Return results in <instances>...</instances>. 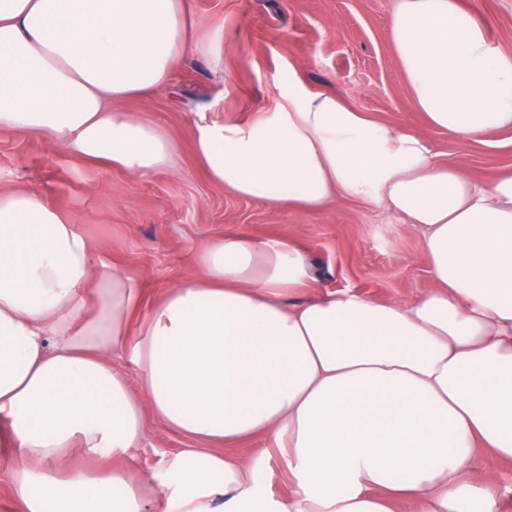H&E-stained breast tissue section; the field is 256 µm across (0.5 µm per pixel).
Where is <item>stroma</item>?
<instances>
[{"label": "stroma", "mask_w": 512, "mask_h": 512, "mask_svg": "<svg viewBox=\"0 0 512 512\" xmlns=\"http://www.w3.org/2000/svg\"><path fill=\"white\" fill-rule=\"evenodd\" d=\"M200 41L224 27L217 51L188 48L172 88L119 102L118 110L150 120L173 140L171 167L141 177L58 149L47 139L0 128V196H41L90 241L93 264L130 273L144 317L175 284L198 274L195 255L211 240L244 234L290 241L312 269L307 288L286 304L349 290L380 302L410 304L431 285L419 233L385 207L330 200L319 210L274 207L213 184L191 145L197 115L238 120L264 108L279 89L297 84L337 95L373 120L421 136L441 163L483 185L512 174V129L468 141L432 127L415 106L396 56L389 19L399 0H188ZM478 12L492 43L512 55V0H460ZM141 443L133 458L112 463L78 454L74 465L147 470L154 459L192 440L144 407ZM231 454L261 464L270 492L288 495L292 479L273 437L236 443Z\"/></svg>", "instance_id": "obj_1"}]
</instances>
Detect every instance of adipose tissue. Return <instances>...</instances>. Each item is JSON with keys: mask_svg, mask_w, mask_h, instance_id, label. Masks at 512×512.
Wrapping results in <instances>:
<instances>
[{"mask_svg": "<svg viewBox=\"0 0 512 512\" xmlns=\"http://www.w3.org/2000/svg\"><path fill=\"white\" fill-rule=\"evenodd\" d=\"M389 29L430 125L462 140L512 128V56L478 13L402 0ZM191 37L187 0H0V127L142 177L167 168L168 135L112 104L168 88ZM192 133L210 180L239 197L384 204L421 234L433 286L410 304L335 291L287 306L311 278L305 253L227 235L133 330L132 276L94 269L42 197H0V417L22 512H148L155 494L163 512H501L472 460H512V175L476 185L418 135L296 86ZM145 400L195 447L141 479L71 467L77 446L132 454ZM267 435L294 479L285 497L226 451Z\"/></svg>", "mask_w": 512, "mask_h": 512, "instance_id": "adipose-tissue-1", "label": "adipose tissue"}]
</instances>
